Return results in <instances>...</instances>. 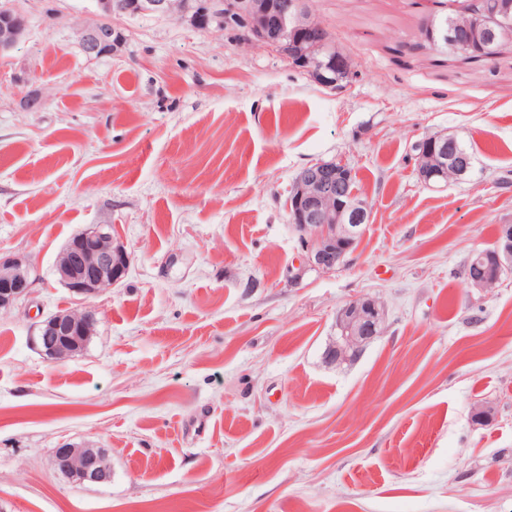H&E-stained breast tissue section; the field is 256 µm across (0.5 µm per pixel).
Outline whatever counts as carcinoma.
<instances>
[{
  "label": "carcinoma",
  "mask_w": 512,
  "mask_h": 512,
  "mask_svg": "<svg viewBox=\"0 0 512 512\" xmlns=\"http://www.w3.org/2000/svg\"><path fill=\"white\" fill-rule=\"evenodd\" d=\"M438 10L424 21L435 19L444 24L454 45H439L438 36H430L421 25V40L430 49L440 47L476 62L493 63L512 48V0H430Z\"/></svg>",
  "instance_id": "1"
}]
</instances>
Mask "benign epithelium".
<instances>
[{"instance_id":"1","label":"benign epithelium","mask_w":512,"mask_h":512,"mask_svg":"<svg viewBox=\"0 0 512 512\" xmlns=\"http://www.w3.org/2000/svg\"><path fill=\"white\" fill-rule=\"evenodd\" d=\"M271 0H96V20L79 31V44L85 56L98 59L112 54L120 41L115 39L112 19L120 16H172L195 29L218 28L234 18L243 23L240 43L246 47L277 49L288 42L289 59L296 62L320 85L335 88L347 75L346 58L336 48L328 27L316 14L292 0L280 7L278 24L269 23ZM0 23V52L15 47L27 30L25 16L4 7ZM432 142L441 148H421L415 154L416 171L425 182L442 180L453 170L464 176L469 159L448 155V138L438 134ZM352 171L321 162L306 169L296 180L289 198L291 223L299 232L303 250L298 279L308 269L333 270L351 253L361 236L363 223L370 217L369 206L355 193L344 190ZM130 265V255L112 234V226L99 224L75 235L56 264L60 282L71 292L86 297L106 292L122 279ZM30 264L18 257L0 256V309H9L27 297L34 279ZM512 274V224L499 228L494 263L470 284L480 290ZM95 312L88 308L67 310L46 317L38 325V335L53 336L58 344L47 357L63 360L76 355L93 335ZM386 309L373 297H359L346 303L336 316V338L325 358L338 366L351 362L375 338L386 331ZM57 470L84 483H108L112 468L103 448L65 443L54 451Z\"/></svg>"}]
</instances>
